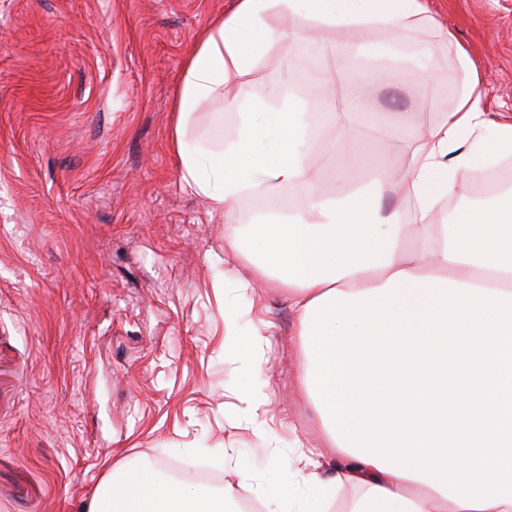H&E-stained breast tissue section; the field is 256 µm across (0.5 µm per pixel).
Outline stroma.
Returning <instances> with one entry per match:
<instances>
[{
    "label": "stroma",
    "mask_w": 512,
    "mask_h": 512,
    "mask_svg": "<svg viewBox=\"0 0 512 512\" xmlns=\"http://www.w3.org/2000/svg\"><path fill=\"white\" fill-rule=\"evenodd\" d=\"M232 0H0V512H87L113 469L146 466L207 491L234 489L235 512H266V493L294 483L302 439L322 429L302 396L301 338L287 290L236 281L250 264L224 240V214L180 177L171 105L198 33ZM448 27L404 35L403 50L362 27L315 28L304 44L335 48L359 69L393 124L423 94L439 123L474 61L487 111L512 119V0H432ZM401 79L381 84L378 72ZM298 60L268 49L249 77L257 105L330 102L298 84ZM237 112L201 103L190 143L221 149ZM412 130L369 146L386 181ZM240 316L230 321L228 312ZM261 335L252 353L268 403L239 388L243 351L229 333Z\"/></svg>",
    "instance_id": "1"
}]
</instances>
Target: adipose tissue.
<instances>
[{
  "mask_svg": "<svg viewBox=\"0 0 512 512\" xmlns=\"http://www.w3.org/2000/svg\"><path fill=\"white\" fill-rule=\"evenodd\" d=\"M296 19L271 27L273 16ZM448 31L427 0H236L197 38L173 103V148L182 180L224 213V238L243 246L252 283L278 279L295 312L303 369L299 386L325 433L334 476L314 472L277 489L269 512H329L339 492L357 489L350 512H512V241L492 253L463 245L467 223L435 220L440 203L467 189L471 174L512 157V123L482 106L476 66L465 49L455 107L436 125L418 126L428 100L400 113L417 126L409 159L392 173L400 201L382 208L358 187L347 158L333 194L316 175L349 115H322V139L308 143L306 113L295 106L249 108L244 88L267 49L293 46L316 25L345 33L375 26L392 41L418 23ZM223 94L240 112L223 150L189 144L185 129L198 103ZM299 199L287 219L248 223L238 208L250 195L276 205L283 190ZM419 244L402 246L409 230ZM478 354L449 364L448 343ZM437 433L403 450L396 438ZM496 458L491 469L464 462L453 435ZM456 479H449V471ZM232 488L213 493L151 468L113 476L89 512H231Z\"/></svg>",
  "mask_w": 512,
  "mask_h": 512,
  "instance_id": "adipose-tissue-1",
  "label": "adipose tissue"
}]
</instances>
